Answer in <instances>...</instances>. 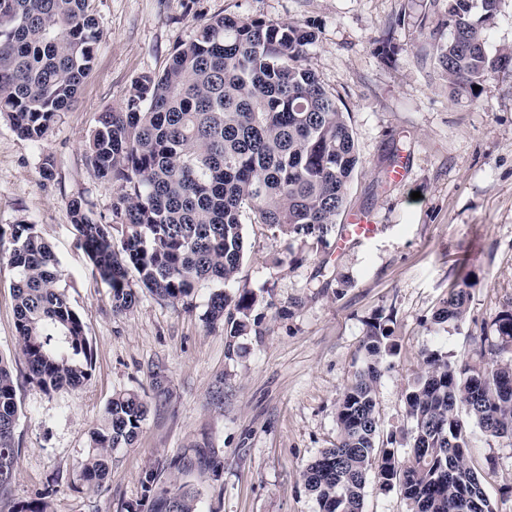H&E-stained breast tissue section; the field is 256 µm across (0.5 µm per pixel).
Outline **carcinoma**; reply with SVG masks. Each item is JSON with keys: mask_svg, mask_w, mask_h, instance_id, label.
Segmentation results:
<instances>
[{"mask_svg": "<svg viewBox=\"0 0 512 512\" xmlns=\"http://www.w3.org/2000/svg\"><path fill=\"white\" fill-rule=\"evenodd\" d=\"M500 2L431 0L442 20L428 39L451 97L477 103L474 87L512 71V50H489L487 26ZM100 34L88 0H0V116L19 136L42 139L73 105ZM315 40L307 24L213 17L162 73L132 83L122 110L100 113L86 164L95 178L119 188L112 223L92 218L80 198L68 208L93 270L110 288L114 312L138 300L132 272L140 287L171 303L213 282L206 322L243 336L258 297L246 288L225 291L242 266L243 224L311 236L336 223L359 156L336 96L302 64ZM18 231L9 264L29 376L48 393L78 388L93 366L86 325L58 288L51 246L32 224ZM474 285L468 274L448 288L434 321H463ZM492 326L494 335L479 337L472 361L425 352V370L404 395L410 429L383 439L377 386L382 361L398 344L388 321L367 323L358 346L365 366L336 408V444L303 471L319 512H362L370 479L397 489L409 512H496L469 464L474 429L512 442V310L499 312ZM149 412L137 393L112 397L90 433L96 453L80 465L83 486L95 491L105 484L112 451L132 445ZM18 419L13 373L0 358V490L15 476ZM403 443L411 448L406 461L394 448ZM160 475L145 473L144 497L125 512H197L194 491L154 492ZM53 494L46 489L15 512H52Z\"/></svg>", "mask_w": 512, "mask_h": 512, "instance_id": "carcinoma-1", "label": "carcinoma"}]
</instances>
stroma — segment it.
Returning <instances> with one entry per match:
<instances>
[{
	"label": "stroma",
	"instance_id": "35a3bbf8",
	"mask_svg": "<svg viewBox=\"0 0 512 512\" xmlns=\"http://www.w3.org/2000/svg\"><path fill=\"white\" fill-rule=\"evenodd\" d=\"M90 8L103 35L72 108L38 141L0 118V356L13 370L20 448L0 512L51 484L52 512H121L143 497L144 474L155 468L163 486L197 492L198 512H318L302 473L336 440L337 404L363 365L367 322L392 319L399 344L378 383L387 434L407 424L404 394L424 352L472 358L474 337L512 306V75L483 84L479 103L451 100L419 26L438 20L430 0H90ZM223 15L313 27L303 64L336 96L360 156L337 222L361 211L381 226L340 252L335 231L320 244L245 225L236 286L259 303L250 331L234 339L204 320L209 282L175 304L142 290L132 311L114 313L68 210L79 198L111 222L117 188L85 161L99 114L120 109L136 78L162 72L198 24ZM395 159L410 167L406 185L382 178ZM17 224L35 225L51 245L58 286L86 325L93 370L80 388L47 393L28 377L8 263ZM468 273L476 285L465 320L435 323L440 299ZM124 392L144 397L150 413L134 444L114 453L105 486L82 491L90 433ZM469 458L498 512H512V445L477 430Z\"/></svg>",
	"mask_w": 512,
	"mask_h": 512
}]
</instances>
